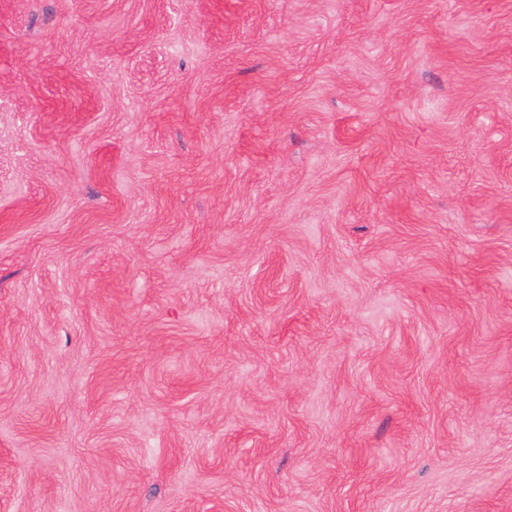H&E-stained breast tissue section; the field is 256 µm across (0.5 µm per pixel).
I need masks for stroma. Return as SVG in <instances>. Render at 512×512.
I'll return each mask as SVG.
<instances>
[{"label": "stroma", "instance_id": "stroma-1", "mask_svg": "<svg viewBox=\"0 0 512 512\" xmlns=\"http://www.w3.org/2000/svg\"><path fill=\"white\" fill-rule=\"evenodd\" d=\"M0 512H512V0H0Z\"/></svg>", "mask_w": 512, "mask_h": 512}]
</instances>
